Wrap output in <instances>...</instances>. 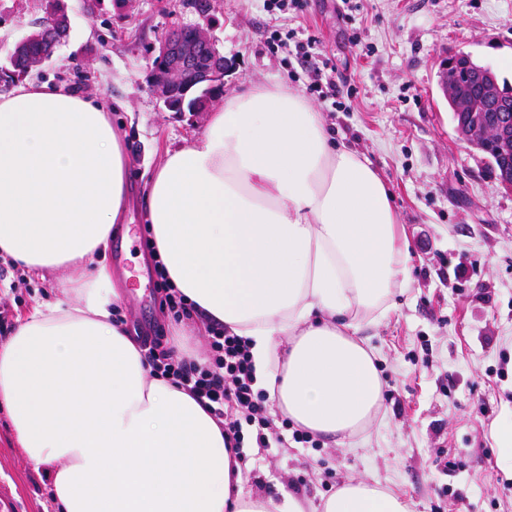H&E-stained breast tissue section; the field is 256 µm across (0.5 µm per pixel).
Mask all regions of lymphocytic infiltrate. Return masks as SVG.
Instances as JSON below:
<instances>
[{
  "label": "lymphocytic infiltrate",
  "mask_w": 512,
  "mask_h": 512,
  "mask_svg": "<svg viewBox=\"0 0 512 512\" xmlns=\"http://www.w3.org/2000/svg\"><path fill=\"white\" fill-rule=\"evenodd\" d=\"M316 38L299 41L294 32L271 31L265 41L269 53H288L294 56L301 70L309 79L308 89L319 98L335 99L339 111H350L351 106L339 99L340 89L336 77L329 71V63L321 53L315 52ZM212 361L199 367L189 358L171 359L161 351L162 333L143 337L146 358L160 377L186 387L216 419L224 423V442L233 450L242 448L245 427L256 428L258 447H269L265 434L269 425L266 415L268 396L265 390L255 387L254 368L247 338L230 334L224 327L211 326Z\"/></svg>",
  "instance_id": "obj_1"
}]
</instances>
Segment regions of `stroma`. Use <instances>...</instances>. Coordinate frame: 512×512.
<instances>
[{
  "label": "stroma",
  "mask_w": 512,
  "mask_h": 512,
  "mask_svg": "<svg viewBox=\"0 0 512 512\" xmlns=\"http://www.w3.org/2000/svg\"><path fill=\"white\" fill-rule=\"evenodd\" d=\"M70 30L52 58L32 71L77 93L102 98L125 138L131 195L106 251L121 301L114 317L131 335L168 329L155 292L147 231L146 184L166 150L199 133L204 112H171L147 83L160 39L175 27L210 25L235 61L221 106L249 83L288 82L263 42L272 28L313 35L344 84L352 109L309 95L332 136L369 158L386 180L411 243L412 278L390 309L362 323L383 390L392 394L355 440L294 442L283 412L268 402L276 448L246 436L243 489L286 488L311 502L352 478L378 482L414 512H512V473L497 463L491 425L512 406V192L487 155L461 141L440 86V63L465 52L512 84V0H308L271 19L263 0H66ZM45 15V0H0V67ZM360 44H352L353 34ZM49 282L8 270L0 277V316L8 326L38 302L55 301ZM59 512L49 480L15 442L0 407V512Z\"/></svg>",
  "instance_id": "1"
}]
</instances>
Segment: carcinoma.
I'll list each match as a JSON object with an SVG mask.
<instances>
[{"label": "carcinoma", "instance_id": "carcinoma-1", "mask_svg": "<svg viewBox=\"0 0 512 512\" xmlns=\"http://www.w3.org/2000/svg\"><path fill=\"white\" fill-rule=\"evenodd\" d=\"M68 32L69 17L64 4L61 0H47L46 17L37 30L30 33L22 43L14 45L10 55L11 70L0 75V80L7 82L28 75L33 64L52 56ZM181 37L184 42L194 46L197 62L195 70L170 85L165 106L172 112H202L223 90L224 79H201L202 73L212 66L213 45L199 40L190 27L182 29Z\"/></svg>", "mask_w": 512, "mask_h": 512}]
</instances>
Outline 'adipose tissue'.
<instances>
[{"mask_svg":"<svg viewBox=\"0 0 512 512\" xmlns=\"http://www.w3.org/2000/svg\"><path fill=\"white\" fill-rule=\"evenodd\" d=\"M128 167L104 101L47 82L0 95V257L59 292L0 341V406L62 512H413L365 479L315 505L244 492L222 424L112 319L99 255ZM148 220L173 288L250 339L257 385L294 423L342 442L367 427L382 382L358 333L408 286L411 245L378 169L298 90L256 84L210 112L155 170Z\"/></svg>","mask_w":512,"mask_h":512,"instance_id":"obj_1","label":"adipose tissue"}]
</instances>
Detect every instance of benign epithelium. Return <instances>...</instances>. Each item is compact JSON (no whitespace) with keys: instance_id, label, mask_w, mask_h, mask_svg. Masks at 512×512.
<instances>
[{"instance_id":"benign-epithelium-1","label":"benign epithelium","mask_w":512,"mask_h":512,"mask_svg":"<svg viewBox=\"0 0 512 512\" xmlns=\"http://www.w3.org/2000/svg\"><path fill=\"white\" fill-rule=\"evenodd\" d=\"M157 54L164 60L169 80L179 77L194 57L178 34L162 40ZM450 70L462 71L466 83H448ZM440 77L442 91L455 109L459 139L485 153L493 152L496 176L504 189L512 191V101L501 98L496 74L470 54L459 52L443 61Z\"/></svg>"}]
</instances>
